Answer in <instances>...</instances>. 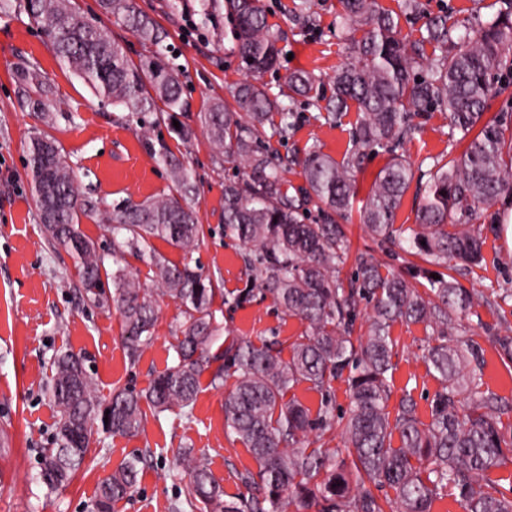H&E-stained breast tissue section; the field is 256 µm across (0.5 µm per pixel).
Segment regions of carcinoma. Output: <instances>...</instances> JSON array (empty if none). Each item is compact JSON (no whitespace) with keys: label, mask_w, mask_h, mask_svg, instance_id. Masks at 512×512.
<instances>
[{"label":"carcinoma","mask_w":512,"mask_h":512,"mask_svg":"<svg viewBox=\"0 0 512 512\" xmlns=\"http://www.w3.org/2000/svg\"><path fill=\"white\" fill-rule=\"evenodd\" d=\"M21 2L59 60L100 102L133 115L155 112L159 119L184 110L180 70L159 51L165 33L136 10L134 0H100V7L115 24L158 48L139 61L105 28L84 20L76 0ZM227 4L234 51L243 68L260 74L272 67L280 54L278 37L259 0ZM341 4L343 25L361 38L355 61L336 70L331 112L324 119L356 105L357 152L347 160L340 163L311 148L303 161L307 188L292 194L269 151L270 139L286 138L292 116L278 98L245 83L234 95L237 110L215 102L198 115L217 149L216 163L246 169V177L224 182V236L249 247L244 261L250 277L236 290L233 304L241 306L260 294L306 323L286 360L275 338L259 346L235 338L217 344L224 326L212 308L214 280L191 266L204 237L189 205L197 187L168 145L160 144L154 156L169 167L173 193L110 213L80 197L75 174L53 138L44 133L30 138L28 167L45 238L75 258L84 301L98 308L116 302L128 357L136 360L152 343L155 296L177 301L184 317L174 364L143 393L116 388L110 399H103L80 355L67 351L53 361L49 395L58 413L57 431L54 447L40 451V478L49 489L70 483L95 436L138 433L144 426L141 402L159 414L192 408L200 377L207 372L216 388L224 386L226 377H235L224 398V425L227 435L251 453L257 472L245 477L255 493L226 502L205 459L185 456V499L203 505L205 512H286L293 503L318 512H430L433 500L448 487L466 502L467 512H512V497L489 478L512 457V436H505L499 421V399L481 391L483 367L475 349L446 342L471 308L473 293L442 273L429 278L421 292L401 272L364 256L357 259L353 287L342 288L338 279L348 249L340 220L357 198L358 150L393 151L414 132L411 116L435 108L448 113L450 126L464 138L475 127L480 130L459 157L431 175L403 250L448 269L453 261L480 260L482 241L468 221L479 206L512 195V141L501 126L483 121L494 92V71L512 42V14L483 26L473 44L450 53L445 19L431 22L427 36L408 49L397 37L398 21L379 12L377 0ZM427 44L435 54L431 75L423 78L415 67L426 58ZM288 84L298 94L320 97L319 80L309 72L292 74ZM411 180L410 168L394 156L362 200L360 219L378 242L393 243L402 233L395 220ZM313 200L320 217L308 224L303 212ZM84 217L108 222L114 255L136 254L153 268L157 287H142L121 267L108 271L94 242L80 230ZM154 238L181 249L183 262L172 263L157 253ZM362 302L371 306L372 316L366 336L355 339L351 333ZM398 321L421 323L438 336L427 360L441 388L427 424L417 416L409 393L395 412L388 410L394 355L390 330ZM345 373L350 403L338 413L327 387ZM301 384L323 395L314 417L300 401L286 398ZM337 421L343 424V447H310V433L327 431ZM140 463L142 458L134 456L101 480L94 512H113L117 502L131 495ZM384 486L394 498L375 494Z\"/></svg>","instance_id":"1"}]
</instances>
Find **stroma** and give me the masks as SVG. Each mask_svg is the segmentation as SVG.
I'll list each match as a JSON object with an SVG mask.
<instances>
[{"mask_svg": "<svg viewBox=\"0 0 512 512\" xmlns=\"http://www.w3.org/2000/svg\"><path fill=\"white\" fill-rule=\"evenodd\" d=\"M421 10L408 13L403 0H378L382 11L398 19V37L412 44L426 36L430 20L444 17L450 30L449 46L475 37L482 25L512 10V0H420ZM268 22L278 33L283 51L277 66L260 82L292 112L284 140L271 147L287 161L289 185H303L301 161L310 148L336 160L353 149L356 108L340 122L319 120L315 101L294 94L288 78L308 71L332 92L336 68L354 55L353 35L340 22V0H261ZM138 11L164 30L163 52L181 71L184 112L180 124L193 135L180 140L169 122L153 115L139 119L119 107L101 105L83 79L61 65L50 43L27 14L19 9L0 11V512H93L101 479L124 460L142 456L137 484L114 512H170L171 503L184 493L178 463L183 454L204 455L224 488V498L236 500L248 492L242 477L257 464L240 443L224 433L226 388H213L202 376L190 417L177 412L146 409L143 431L134 436L101 434L91 443L85 461L66 488L50 490L39 478L41 449L51 447L56 432V409L47 393L51 365L57 354L70 350L82 356L100 397L114 387L146 390L152 379L172 365L176 354L180 308L169 298L158 301L159 313L152 345L138 359H130L122 344V318L117 310L104 311L83 302L77 288L75 262L64 248L45 239L37 217L27 168L26 146L39 131L58 143L74 171L81 196L113 209L125 201L140 202L169 193L171 179L165 165L151 156L148 145L166 142L191 170L198 187L194 208L205 237L193 259L222 289L214 309L230 334L253 343L278 339L288 344L301 336L305 325L286 315L268 297H255L241 307L226 305V293L244 287L248 271L244 246L224 234V181L233 177L232 163L215 164L216 149L198 122L200 112L215 101L232 104L237 87L251 76L240 65L233 46L232 24L226 6H219L209 23H201L199 0H182L170 12L167 0H135ZM37 71L39 87L19 83L17 69ZM44 97L57 106L51 123L33 112L32 99ZM417 130L400 147L410 164L413 180L398 211L404 226L415 223V197L438 160L457 157L464 149L459 131L448 115L431 112L412 116ZM512 197L481 207L472 219L483 240L482 260L455 272L476 296L449 343L472 340L485 360L482 389L502 402L504 431H512V371L491 342L512 329V302L495 297L501 288L512 289V247L498 224ZM350 258L339 272L343 287H350L355 257L364 255L412 275L416 259L400 249L382 252L359 219L350 212L344 219ZM390 373V406L411 394L422 422L431 419V405L440 388L424 360L437 338L423 324L397 323Z\"/></svg>", "mask_w": 512, "mask_h": 512, "instance_id": "obj_1", "label": "stroma"}]
</instances>
